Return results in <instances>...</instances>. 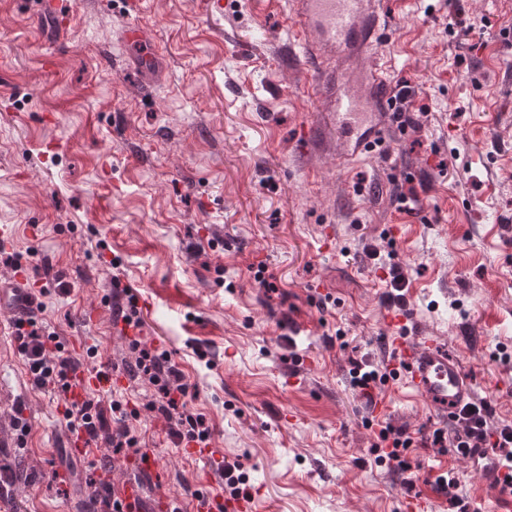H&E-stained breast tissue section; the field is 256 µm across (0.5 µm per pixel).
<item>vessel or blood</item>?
<instances>
[{
    "mask_svg": "<svg viewBox=\"0 0 512 512\" xmlns=\"http://www.w3.org/2000/svg\"><path fill=\"white\" fill-rule=\"evenodd\" d=\"M288 6L298 55L318 78L316 91L324 112L323 120L306 129L305 137L317 149L327 148L332 137H341L344 146L336 154V166L344 168L371 151L380 137L386 80L383 67L368 57L385 18L384 0H288ZM36 312L35 287L26 272L0 280V351L15 321ZM383 320L394 331L389 342L397 355L396 377L433 413L452 419L474 397L458 357L434 337L397 335V327L408 320L405 312L385 309ZM80 378L81 385L69 393V400L115 389L123 382L107 363L83 369Z\"/></svg>",
    "mask_w": 512,
    "mask_h": 512,
    "instance_id": "obj_1",
    "label": "vessel or blood"
}]
</instances>
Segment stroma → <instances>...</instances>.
Returning a JSON list of instances; mask_svg holds the SVG:
<instances>
[{"label": "stroma", "instance_id": "obj_1", "mask_svg": "<svg viewBox=\"0 0 512 512\" xmlns=\"http://www.w3.org/2000/svg\"><path fill=\"white\" fill-rule=\"evenodd\" d=\"M387 85L407 79L415 124L388 125L389 157L337 170L302 130L321 103L311 72L288 59L285 0H0V229L9 254L44 284L41 317L63 342L84 337L95 362L130 359L104 299L113 278L139 296L147 341L175 353L209 421L212 453L186 459L147 386L121 389L129 424L157 462L141 474L114 455L92 469L66 446L64 402L36 389L17 348L0 357V441L18 462L21 512H101L90 479L136 483L146 512L222 487L239 462L260 512H399L453 471L479 506L485 473L420 441L443 419L374 391L386 422L414 445L407 475L376 461L379 428L354 389V363L386 358L385 281L366 248L394 247L413 325L458 356L476 398L512 423V0H465L494 37L448 32V0H389ZM144 32L130 48V25ZM424 186L413 213L395 193ZM331 240H324V226ZM392 241H385V234ZM267 268L273 291L252 278ZM95 327L85 326L89 306ZM292 327H284V320ZM31 426L12 448L13 415ZM415 481L405 487L404 478Z\"/></svg>", "mask_w": 512, "mask_h": 512}]
</instances>
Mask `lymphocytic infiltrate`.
<instances>
[{
  "label": "lymphocytic infiltrate",
  "instance_id": "1",
  "mask_svg": "<svg viewBox=\"0 0 512 512\" xmlns=\"http://www.w3.org/2000/svg\"><path fill=\"white\" fill-rule=\"evenodd\" d=\"M112 295L123 300L117 317L135 331L129 339L134 359L124 363L122 371L130 379L140 380L151 387L146 410L159 413L168 421V435L176 446L209 447L212 429L206 417L194 411L191 405L194 395L179 363L169 350L148 344L138 334L144 320L137 295L117 278L112 281ZM15 340L28 363L36 388L66 394L78 387L76 372L81 366L80 360L65 355L64 344L37 317L17 323ZM492 415L493 408L488 401L480 399L468 403L455 423L453 435H446L438 428L425 437L423 443L433 448L450 446L464 456L473 455L478 449L501 452L502 458L497 465L503 474L497 483L501 492L512 493V425L490 427ZM64 418L68 431L85 432L93 441L105 439L111 444L113 453H129L144 462L150 457L129 426L127 411L119 400L107 402L90 395L67 407ZM378 438V463L393 471H406L408 465L404 454L413 444L408 431L386 425L380 429Z\"/></svg>",
  "mask_w": 512,
  "mask_h": 512
}]
</instances>
